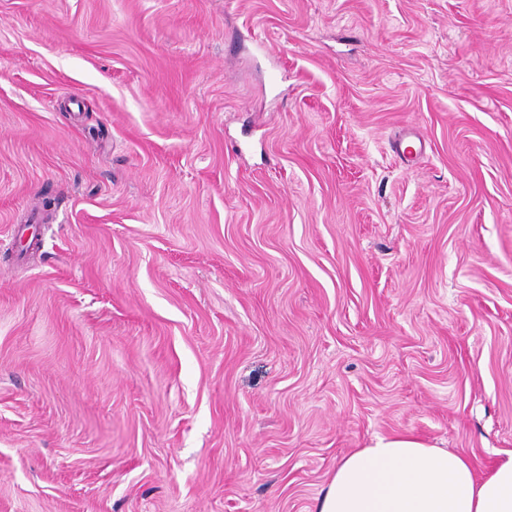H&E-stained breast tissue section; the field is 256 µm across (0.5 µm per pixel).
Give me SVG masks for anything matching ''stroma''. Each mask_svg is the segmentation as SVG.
<instances>
[{
    "mask_svg": "<svg viewBox=\"0 0 512 512\" xmlns=\"http://www.w3.org/2000/svg\"><path fill=\"white\" fill-rule=\"evenodd\" d=\"M400 434L512 451V0H0V512Z\"/></svg>",
    "mask_w": 512,
    "mask_h": 512,
    "instance_id": "35a3bbf8",
    "label": "stroma"
}]
</instances>
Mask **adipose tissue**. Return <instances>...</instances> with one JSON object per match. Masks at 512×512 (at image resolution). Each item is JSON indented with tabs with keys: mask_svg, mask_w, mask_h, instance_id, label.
<instances>
[{
	"mask_svg": "<svg viewBox=\"0 0 512 512\" xmlns=\"http://www.w3.org/2000/svg\"><path fill=\"white\" fill-rule=\"evenodd\" d=\"M319 512H512V451L488 471L408 435L343 457Z\"/></svg>",
	"mask_w": 512,
	"mask_h": 512,
	"instance_id": "obj_1",
	"label": "adipose tissue"
}]
</instances>
